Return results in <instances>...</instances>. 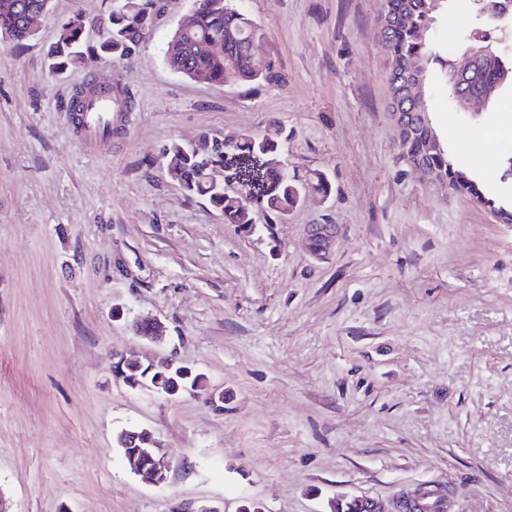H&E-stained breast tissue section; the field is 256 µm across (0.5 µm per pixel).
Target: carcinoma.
I'll list each match as a JSON object with an SVG mask.
<instances>
[{"label":"carcinoma","instance_id":"carcinoma-1","mask_svg":"<svg viewBox=\"0 0 512 512\" xmlns=\"http://www.w3.org/2000/svg\"><path fill=\"white\" fill-rule=\"evenodd\" d=\"M448 2L382 0L381 3L378 39L391 93L400 89V85L394 84L395 77L410 68H416L423 79V102L410 108L424 113V117L395 135L397 160L406 166L417 161L424 163L436 182L449 192L493 212H505L512 222V207L496 202L487 193L465 155H448L430 117L433 66L441 59L431 33ZM48 4L49 0H0V36L6 35L8 42L21 45L30 36V19L44 13ZM156 4L157 0H125L120 11L101 20L73 15L48 50L51 70L62 73L88 54L107 57L114 63L132 59L158 17ZM474 9L481 35L472 39L471 48L479 56L464 82L465 92L480 100V106L459 105L453 82L455 67L450 62L444 63V77L452 109L476 120L481 115L480 108L499 87L512 86V50L501 46L493 35L505 17L504 8L497 7L492 0H474ZM94 25L106 28V34L95 44L87 40V33ZM261 38L263 29L240 8L239 0H196L187 27L178 38L169 39L164 58L170 68L188 77L202 76L221 86L271 84L278 80L272 68L258 69L253 64L252 47ZM287 138L284 127L274 121L263 131L246 133L227 147L206 134L190 144L173 140L163 156L168 172L187 194L207 198L224 214V223L251 224L256 209L263 210L274 221H282L303 206L310 195L326 194L331 189L328 176L321 170L305 176L288 171L280 154V145ZM230 155L247 161L261 160L255 198L250 200L215 180L213 169L224 165ZM124 373L136 382L155 385L156 375L147 374L135 360L126 363Z\"/></svg>","mask_w":512,"mask_h":512}]
</instances>
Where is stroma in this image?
<instances>
[{
	"label": "stroma",
	"mask_w": 512,
	"mask_h": 512,
	"mask_svg": "<svg viewBox=\"0 0 512 512\" xmlns=\"http://www.w3.org/2000/svg\"><path fill=\"white\" fill-rule=\"evenodd\" d=\"M124 0H51L21 48L0 46V495L11 512H329L431 485L443 512H512V224L396 159L376 22L381 0H242L278 82L216 86L164 49L194 0H163L137 56L50 72L62 23ZM129 104L88 149L67 119L85 76ZM433 123L448 148L472 124ZM289 168L330 196L285 222L225 223L186 198L162 155L270 122ZM497 157L512 90L487 108ZM332 238L311 247V230ZM162 324L155 341L136 333ZM203 374L163 396L113 354ZM146 428L171 469L131 473L119 432ZM339 504H347L349 509L346 511H337L336 506ZM330 512H387L384 510L383 505L378 501L363 497H353L350 499H338L336 502L329 503Z\"/></svg>",
	"instance_id": "obj_1"
}]
</instances>
